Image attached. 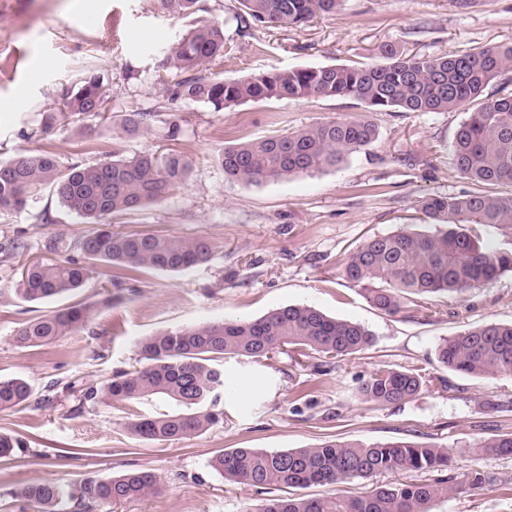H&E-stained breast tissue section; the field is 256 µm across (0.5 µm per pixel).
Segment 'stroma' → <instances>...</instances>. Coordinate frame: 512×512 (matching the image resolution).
<instances>
[{"instance_id":"obj_1","label":"stroma","mask_w":512,"mask_h":512,"mask_svg":"<svg viewBox=\"0 0 512 512\" xmlns=\"http://www.w3.org/2000/svg\"><path fill=\"white\" fill-rule=\"evenodd\" d=\"M223 21L227 49L207 65L208 77L240 78L273 70L379 61L383 45L424 56L460 54L512 45V0H343L340 8L298 26L240 36L236 0H205ZM193 17L164 10L158 0H0V159L49 151L62 166L111 160L170 147L192 160L188 182L159 204L113 220L125 231L146 227L207 239L210 260L184 272L143 274L109 305L98 301V279L81 292L98 308L87 329L52 344L22 349L12 336L21 323L69 305L63 297L27 302L14 276L0 272V377L30 383L33 403L0 411V431L25 449L0 460V512H32L12 490L34 482L74 484L148 469L161 478L159 494L93 512H244L268 490L228 482L210 460L227 448L285 450L325 440L408 438L446 447L463 472L475 439L512 432V375L473 378L437 361L443 338L489 322H512V272L465 298L429 297L431 314L388 315L342 276L338 262L366 238L424 224L422 202L481 191L452 163L451 144L466 113L374 112L375 140L336 168L286 181L248 184L225 176L216 163L224 145L261 138L363 112L351 99L311 97L250 103L221 112L202 104L164 101L159 63L166 47L191 28ZM99 73L110 92L109 112H148L165 106L180 127L177 141L156 124L129 136L111 122L87 119L45 127L48 108L86 70ZM49 215L41 223L40 215ZM25 231L32 255L45 238L80 237L91 226L46 188L26 211L0 215V236ZM308 303L329 316L356 322L375 334L361 353L315 373L313 354L281 353L252 363L225 357L235 391L224 398L223 424L163 444L137 441L122 424L129 414L174 411L152 398L136 404L78 407L88 385H102L139 364L137 340L224 316L260 317L278 307ZM419 365L436 382L413 400L380 406L358 386L378 365ZM480 469L495 482L466 494L449 493L435 512H512V455H487ZM440 472L394 471L376 481L354 480L337 491L359 496L373 483H431ZM332 487L313 495H332Z\"/></svg>"}]
</instances>
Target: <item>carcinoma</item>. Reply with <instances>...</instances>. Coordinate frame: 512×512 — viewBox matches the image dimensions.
<instances>
[{
    "label": "carcinoma",
    "instance_id": "1",
    "mask_svg": "<svg viewBox=\"0 0 512 512\" xmlns=\"http://www.w3.org/2000/svg\"><path fill=\"white\" fill-rule=\"evenodd\" d=\"M342 0H237L238 33L299 25L336 11ZM179 14L200 10L199 0H159ZM224 24L199 18L169 49L162 68L175 72L164 92L173 100L202 103L220 112L246 103L308 97L347 98L374 112H450L467 110L452 145V160L464 178L483 185L512 186V82L502 73L512 68V46L478 52L424 57L393 44L381 49L380 63L331 65L272 71L246 78L202 77L200 69L224 59ZM497 92L484 96L491 83ZM109 88L103 78L86 72L63 96L44 124L69 125L108 111ZM161 123L168 136L179 128L162 109L125 112L113 120L121 132L136 135ZM369 116L334 118L292 132L236 142L224 147L217 163L230 178L259 185L287 181L299 174L339 166L375 137ZM192 164L181 153L144 150L131 156L115 151L112 160L74 164L62 169L51 152L21 153L0 161V214L24 211L45 186L61 205L95 225L89 234L67 239L61 234L43 244V255L23 265L28 252L24 232L0 243V266L17 273L15 291L23 299L43 301L85 287L98 264L109 270L107 282L118 288L147 271L179 272L209 260L213 247L203 238L172 234L117 233L112 217L147 209L165 200L190 176ZM423 210L435 230L406 226L363 241L341 260L346 280L367 292L369 301L386 314L404 308L427 310L423 296L458 297L487 287L512 271V195L474 192L464 197L431 196ZM496 230L499 245L486 243L483 231ZM95 304L77 302L29 321L17 330L20 348L41 346L83 329ZM373 333L363 325L335 319L307 304L276 308L254 320L223 319L160 331L137 343L141 366L105 384L82 390L79 407L98 402L134 404L152 397L174 401L180 411L135 415L123 423L141 442L179 441L200 435L224 422L221 393L225 389L224 356L260 362L285 347H302L323 358L317 372L333 360L367 349ZM438 360L449 371L469 377L512 375V323H485L443 339ZM426 375L418 367L381 366L359 386V393L378 405H399L422 390ZM32 388L22 377L0 378V410L26 407ZM487 454L512 455V433L479 439L471 445L468 468L448 482L380 485L362 496L337 493L319 498L298 494L265 498L245 512H434L448 490L468 493L491 483L478 469ZM451 463L446 448H430L410 439L371 443L329 439L308 448L266 450L233 448L210 465L224 479L268 489L339 486L394 470L445 471ZM160 490V478L139 470L101 479L83 478L70 487L36 482L12 492L34 512H60L73 503L74 512H92L99 504L138 500Z\"/></svg>",
    "mask_w": 512,
    "mask_h": 512
}]
</instances>
